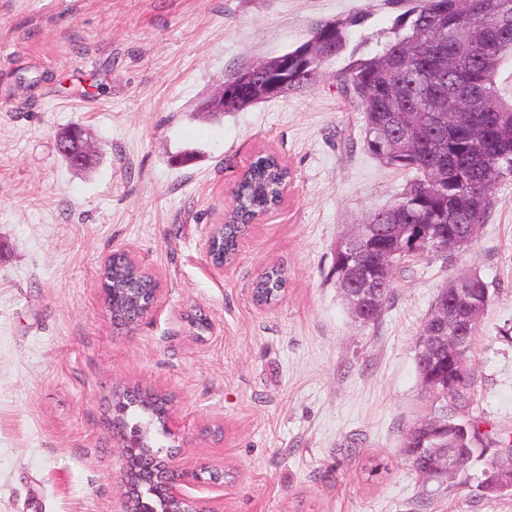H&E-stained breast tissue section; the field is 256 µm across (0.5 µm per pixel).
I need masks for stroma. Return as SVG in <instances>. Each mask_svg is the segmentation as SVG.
I'll list each match as a JSON object with an SVG mask.
<instances>
[{
  "instance_id": "1",
  "label": "stroma",
  "mask_w": 512,
  "mask_h": 512,
  "mask_svg": "<svg viewBox=\"0 0 512 512\" xmlns=\"http://www.w3.org/2000/svg\"><path fill=\"white\" fill-rule=\"evenodd\" d=\"M360 11L365 34L389 28L385 0H0V512H122L112 396L136 384L174 397L185 470L232 471L187 487L224 512H414L421 484L400 446L422 409L417 332L469 269L491 295L475 399L512 431V180L455 265L410 263L362 327L326 279L333 248L406 177L365 151L336 82L345 59L303 91L207 109L235 71ZM75 124L86 168L56 150ZM263 153L288 189L215 268L202 243ZM126 247L162 288L129 331L113 327L98 276ZM272 265L288 286L261 305L253 283ZM429 510L512 512V496L471 484Z\"/></svg>"
}]
</instances>
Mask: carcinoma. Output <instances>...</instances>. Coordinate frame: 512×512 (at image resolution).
Wrapping results in <instances>:
<instances>
[{
	"label": "carcinoma",
	"instance_id": "carcinoma-1",
	"mask_svg": "<svg viewBox=\"0 0 512 512\" xmlns=\"http://www.w3.org/2000/svg\"><path fill=\"white\" fill-rule=\"evenodd\" d=\"M396 12L392 26L376 39V48L363 51L372 37L363 35L350 47L355 28L365 15L355 14L326 22L311 37L283 54L285 67L267 73L257 88L240 82L241 68L225 80L226 94L271 101L314 85L323 65L345 54L348 64L337 75L343 89L363 116L364 149L381 163L407 173L397 199L371 212L363 220L376 224L379 250L401 253L407 238L389 233L390 225L406 224L409 231L428 232L440 224L456 238L476 242L493 206V189L512 177V105L499 95L495 77L507 52L512 51V0H387ZM287 171L272 155L257 157L237 185L236 221L218 234L216 256L229 258L236 239L252 219L280 201ZM365 269L380 307L360 314L363 325L376 323L391 294L394 273L402 264L382 268L376 256H365ZM351 266L343 253L333 252L328 278L340 284ZM113 289L112 309L117 314L136 313L126 290L145 294L152 280L118 255L103 271ZM286 286L284 271L269 267L254 284L258 301L270 303ZM417 374L437 377L448 373V348L431 365L416 362ZM445 422L466 427L457 432L458 446L468 449L472 463L498 448L496 463L512 455V432L482 430L476 413L473 379L452 389L439 390ZM163 403L147 392L124 401L123 428L135 439L137 453L152 448V436L162 430ZM445 438V430L423 422V417L403 435L401 452L413 470L428 462L427 449Z\"/></svg>",
	"mask_w": 512,
	"mask_h": 512
}]
</instances>
